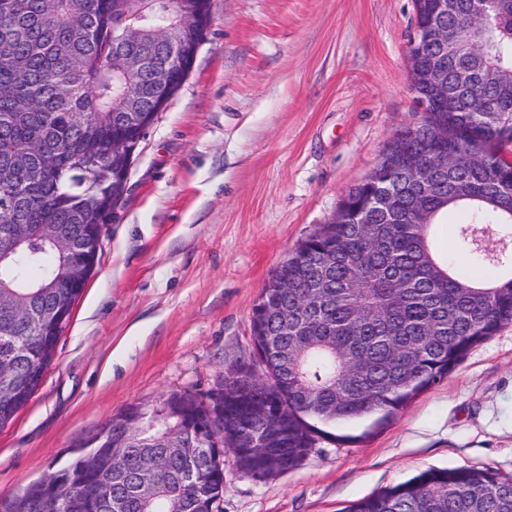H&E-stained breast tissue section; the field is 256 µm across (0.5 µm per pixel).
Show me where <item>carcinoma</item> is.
<instances>
[{
    "label": "carcinoma",
    "instance_id": "cac0c4a2",
    "mask_svg": "<svg viewBox=\"0 0 512 512\" xmlns=\"http://www.w3.org/2000/svg\"><path fill=\"white\" fill-rule=\"evenodd\" d=\"M448 17L463 44L478 43L487 85L512 118V0H457ZM183 0H0V225L16 229L13 250L0 256V358L15 387L37 389L54 359L56 317L27 321L33 299L54 307L79 296L68 269L72 255L47 237L81 239L103 223L112 202V141L133 133L119 121L129 86L147 75L126 58L128 34L160 58L158 47L179 33ZM448 122V152L433 154L426 134L415 148L433 174L422 189L384 185L376 172L342 200L351 224H325L276 272L288 279V319L253 307L254 345L288 346L271 354L270 378L246 377L224 405L188 398L159 409L154 431H130L125 408L91 436L68 466L49 468L30 487L0 495V512H215L224 492L221 436L235 444L246 474L267 478L295 469L342 422L377 416L381 423L420 392L441 382L476 347L512 324V260L479 234L499 224L512 235V121L492 132L478 104L460 95ZM395 191L403 213L421 200L431 225L455 214L460 263L434 253L430 225L386 223L374 199ZM25 399L0 390V427ZM278 407L274 430L260 411ZM210 425L213 440L194 441ZM269 432L270 447L249 440ZM345 512H512V479L475 467L429 468L363 498Z\"/></svg>",
    "mask_w": 512,
    "mask_h": 512
}]
</instances>
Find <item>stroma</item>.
<instances>
[{
  "label": "stroma",
  "mask_w": 512,
  "mask_h": 512,
  "mask_svg": "<svg viewBox=\"0 0 512 512\" xmlns=\"http://www.w3.org/2000/svg\"><path fill=\"white\" fill-rule=\"evenodd\" d=\"M412 0H211L192 69L147 131L53 363L0 429V493L64 467L127 406L200 396L253 352L274 269L420 114ZM258 481L224 452L218 512H345L431 467L512 477V324L384 424L344 422Z\"/></svg>",
  "instance_id": "stroma-1"
}]
</instances>
